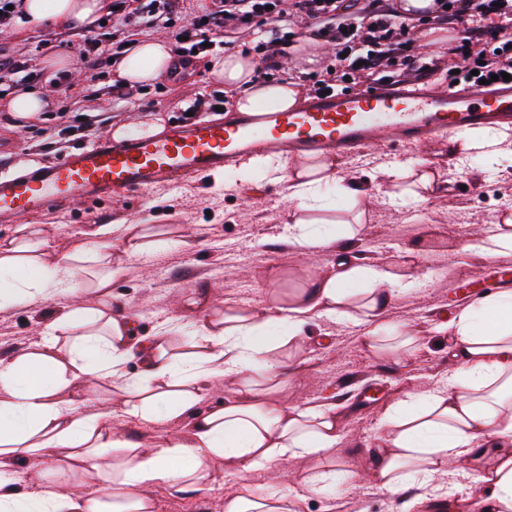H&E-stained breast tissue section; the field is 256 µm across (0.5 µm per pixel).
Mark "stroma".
Segmentation results:
<instances>
[{"mask_svg": "<svg viewBox=\"0 0 512 512\" xmlns=\"http://www.w3.org/2000/svg\"><path fill=\"white\" fill-rule=\"evenodd\" d=\"M111 14L95 27L100 37L99 69L74 77L78 51L61 47L54 54L65 62L49 73V56L39 49L49 27L20 31L9 27L0 35V52L29 60L39 77L53 76L51 109L21 120L0 100V176L58 159L62 153L90 145L93 137L110 136L114 127H143L180 123L187 103L224 94L209 68L210 59L224 56V48L194 61L183 74L165 75L153 85L135 90L131 99L113 103L107 92L113 76L111 56L118 41L130 44L152 38V30L112 35ZM83 116L92 136L76 131L61 135L64 118ZM406 161L429 168L436 176L425 200L393 204L391 193L405 183L387 176L393 164ZM337 175L344 185L359 189L354 210L323 212L326 220L350 219L363 213V226L353 247L357 262L394 272L409 271L413 285L401 290L385 317L388 326L416 336L410 358L370 348L362 328L352 321L317 320L307 347L293 359L279 400L288 406L310 402L335 405L340 419L336 451L338 479L331 492L341 512H437V505H453L463 498H480L481 487L462 475L447 479V493L415 505L418 488L389 494L365 476L385 431V410L395 400L425 391L447 377L458 363L448 350L447 335L437 325L449 319L458 305L485 287L512 288V253L486 260L464 251L460 239L497 230L504 214L512 213V138L500 146L498 161L482 159L464 141L442 139L426 146L373 149L357 166L341 160ZM225 172L189 175L179 183L143 196L92 200L78 207H61L1 224L0 243L20 234L41 243L46 260L73 251L87 232L102 224H152L165 232L158 249L129 254L112 250L123 265V277L112 285V309L135 320L139 335H153L161 326H178L192 335L199 324L233 306L263 316L269 292L286 294L305 285L309 277L336 269V251L310 254L293 247L288 227L300 213L281 184L262 182L242 191L224 188ZM196 306H186L187 296ZM63 298L41 304L22 303L0 311V359L38 341L47 321L60 314ZM114 432L149 448L170 435L188 436L190 423L179 418L165 424H145L131 415L112 418ZM318 461L280 457L238 473L215 460L209 465L206 488H148L144 494L153 512H223L224 499L242 489L256 492L304 490L303 481ZM301 512H321L322 494L305 492Z\"/></svg>", "mask_w": 512, "mask_h": 512, "instance_id": "35a3bbf8", "label": "stroma"}]
</instances>
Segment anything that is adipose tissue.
<instances>
[{
	"instance_id": "obj_1",
	"label": "adipose tissue",
	"mask_w": 512,
	"mask_h": 512,
	"mask_svg": "<svg viewBox=\"0 0 512 512\" xmlns=\"http://www.w3.org/2000/svg\"><path fill=\"white\" fill-rule=\"evenodd\" d=\"M107 7L106 0H22L16 24L37 28L53 21L89 30ZM169 60L167 41L145 39L120 63L118 76L132 88L152 83ZM256 68L251 55L239 52L210 63L215 80L240 89L239 111H256L261 102L275 111L299 108L295 82L255 81ZM249 167L285 184L289 200L304 214L336 178V162L329 156L292 161L265 154L251 158ZM288 232L292 245L307 253L335 246V273L314 277L286 300L269 293L261 322L244 309L225 308L222 317L198 325L192 339L178 346L171 326L134 338L132 320L113 316L107 304L113 282L124 273L108 260L113 243H125L132 253L145 248L136 225H102L91 246L50 263L39 248L0 243V310L61 293L72 300L38 341L0 360V512H151L142 488L204 487L208 463L215 458L247 471L277 456L332 457L339 438L335 407L286 408L277 400L288 366L310 324L321 316L354 320L365 343L387 339L393 352L407 356L416 338L386 331L383 321L406 281L354 264L340 236L314 227L304 216ZM88 254L104 264L91 281L82 267ZM90 292L99 305H81ZM438 329L447 333L461 365L443 388L391 405L369 478L391 494L418 484L438 497L444 477L463 472L490 490L472 503L471 512H512V289L472 298ZM135 358L140 370L133 374L127 364ZM220 378L237 383L238 397L205 404ZM96 381L110 382L115 407L142 421L190 419L189 439L172 436L141 448L116 437L111 413L83 410ZM484 456L491 460L486 468L478 465ZM20 458L52 463L58 480L43 481L34 469L28 473L32 492L17 493ZM75 470L95 472L96 489L76 484ZM294 507L287 493L247 490L224 500V512H295Z\"/></svg>"
}]
</instances>
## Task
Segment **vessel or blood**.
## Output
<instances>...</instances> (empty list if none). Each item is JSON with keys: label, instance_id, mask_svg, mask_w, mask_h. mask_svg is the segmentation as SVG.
<instances>
[{"label": "vessel or blood", "instance_id": "b4317fda", "mask_svg": "<svg viewBox=\"0 0 512 512\" xmlns=\"http://www.w3.org/2000/svg\"><path fill=\"white\" fill-rule=\"evenodd\" d=\"M512 125V82L490 89L437 92L375 87L310 97L294 111L232 112L173 125L159 138L132 133L62 154L0 178V222L17 223L49 207L132 196L190 174L223 170L256 145L296 158L354 159L378 146H421L478 127Z\"/></svg>", "mask_w": 512, "mask_h": 512}]
</instances>
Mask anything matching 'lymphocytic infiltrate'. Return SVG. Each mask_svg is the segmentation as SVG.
Wrapping results in <instances>:
<instances>
[{"mask_svg": "<svg viewBox=\"0 0 512 512\" xmlns=\"http://www.w3.org/2000/svg\"><path fill=\"white\" fill-rule=\"evenodd\" d=\"M121 23L135 29H175L179 59L192 49L242 29L252 37L261 65L255 77L270 78L286 56L284 30L299 28L330 43L340 58L335 82L310 74V93L321 94L332 84L343 89L381 84L384 72L401 61L402 81L418 83L436 75L462 85L508 73L512 75V0H435L437 8L427 22L459 25L452 49L454 62L442 66L438 59L417 58L410 37L417 22L401 13L395 0H214L188 13L185 0H114Z\"/></svg>", "mask_w": 512, "mask_h": 512, "instance_id": "lymphocytic-infiltrate-1", "label": "lymphocytic infiltrate"}]
</instances>
